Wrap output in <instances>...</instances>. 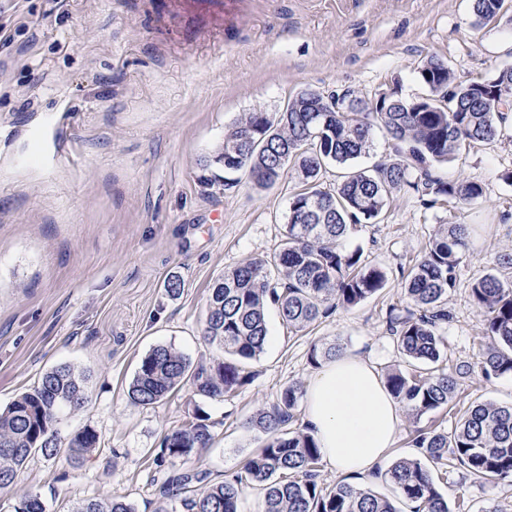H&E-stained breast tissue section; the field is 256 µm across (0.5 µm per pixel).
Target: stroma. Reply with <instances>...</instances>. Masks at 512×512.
I'll list each match as a JSON object with an SVG mask.
<instances>
[{
    "instance_id": "obj_1",
    "label": "stroma",
    "mask_w": 512,
    "mask_h": 512,
    "mask_svg": "<svg viewBox=\"0 0 512 512\" xmlns=\"http://www.w3.org/2000/svg\"><path fill=\"white\" fill-rule=\"evenodd\" d=\"M12 17L22 26L0 45V407L72 363L89 373L91 399L62 415L59 433L91 428L101 446L82 466L64 447L35 455L0 490V512L27 493L45 512L112 497L157 512L153 456L196 407L214 440L187 467L233 477L267 441L250 418L315 373L313 344L342 345L382 373L400 363L389 312L404 306L407 275L443 224L475 228L448 295L452 319L438 330L449 363L475 361L483 317L470 287L512 250V118L494 142L432 167L441 180L481 184L482 198L430 207L404 190L383 221L345 240L384 269L380 292L297 333L270 311L252 381L223 398L182 390L152 408L127 398L156 345L194 366L222 357L203 334L213 283L281 247L298 174L286 169L268 189L243 173L231 186L215 181L202 160L226 127L281 112L307 88L371 97L394 83L419 96L418 68L431 56L460 81L493 77L512 67V0L481 26L470 0H0V23ZM173 274L183 281L176 297L165 290ZM485 400L512 405V377L472 374L452 409L403 421L369 486L386 492L381 474L409 454L413 426L451 428L457 411ZM433 475L450 512L462 502L463 512H512V482L483 487L448 467Z\"/></svg>"
}]
</instances>
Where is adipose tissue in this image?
<instances>
[{
	"instance_id": "ef3b65f1",
	"label": "adipose tissue",
	"mask_w": 512,
	"mask_h": 512,
	"mask_svg": "<svg viewBox=\"0 0 512 512\" xmlns=\"http://www.w3.org/2000/svg\"><path fill=\"white\" fill-rule=\"evenodd\" d=\"M305 413L322 460L345 476L374 472L402 423L379 373L351 352L324 362L311 378Z\"/></svg>"
}]
</instances>
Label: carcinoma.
I'll use <instances>...</instances> for the list:
<instances>
[{
    "instance_id": "cac0c4a2",
    "label": "carcinoma",
    "mask_w": 512,
    "mask_h": 512,
    "mask_svg": "<svg viewBox=\"0 0 512 512\" xmlns=\"http://www.w3.org/2000/svg\"><path fill=\"white\" fill-rule=\"evenodd\" d=\"M502 0H472L475 19L485 24L500 12ZM425 93L416 101L425 112H410L412 101L392 97L386 109L368 111V100L346 91L328 97L311 94L291 100L286 111L271 116L247 114L224 131V140L206 166L223 167L224 181L240 171L253 184L269 188L288 165L296 167L304 188L290 199L282 248L269 260L250 261L224 272L211 288L204 335L224 351V358L196 367L171 345H157L140 360L127 394L132 403L154 406L187 389L202 398H220L252 379L246 364L267 343V309L275 306L288 329L297 332L330 311L357 306L386 285L384 271L362 261L361 249L343 247L360 224H376L393 193L405 188L425 197L469 204L483 196L481 184L445 182L433 177L436 163L455 160L463 150L494 141L512 111V68L492 78L456 81L449 64L437 57L418 71ZM322 104L330 112H310ZM379 125L396 141L393 158L369 170L350 171L331 189L321 187L327 166H347L370 152L371 131ZM470 225L444 224L429 240L422 258L408 274L407 306L389 313L394 347L409 365L385 372L391 395L416 419L448 407L471 366L444 364L443 338L437 326L451 314L446 301L457 282L468 250ZM512 252L500 257L495 273L471 284L473 305L483 316L478 368L483 377L512 376ZM342 352L339 345H315V365ZM89 374L61 363L43 373L36 386L0 409V489L10 487L18 469L41 453L61 447L59 414L87 401ZM301 388H284L269 409L248 427L268 435V442L232 478L210 483V473L184 463L213 440L209 416L195 409L190 418L162 440L154 457L163 469L155 482L160 512H238L244 487L264 492V512H449L427 463L460 466L482 486L512 482V405L480 401L468 407L449 432L415 430L416 454L398 459L385 473L395 492L391 499L367 486L319 481V448L307 431L294 430ZM100 435L83 428L67 438L77 464L93 458ZM208 484L202 494L200 484ZM14 512H44L37 494H26ZM73 512H134L119 498L86 500Z\"/></svg>"
}]
</instances>
